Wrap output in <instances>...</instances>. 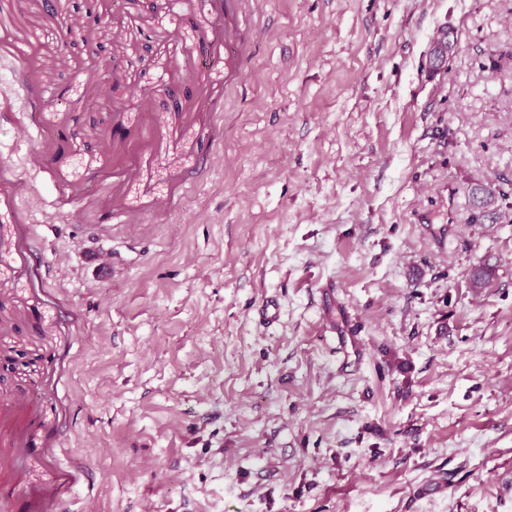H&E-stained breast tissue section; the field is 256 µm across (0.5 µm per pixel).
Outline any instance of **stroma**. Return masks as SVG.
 Returning <instances> with one entry per match:
<instances>
[{
	"mask_svg": "<svg viewBox=\"0 0 512 512\" xmlns=\"http://www.w3.org/2000/svg\"><path fill=\"white\" fill-rule=\"evenodd\" d=\"M488 184L512 0H0V512H512ZM500 191L497 187L491 185L475 188L471 193L472 205L476 212L475 220L481 221L488 215L487 209L494 202Z\"/></svg>",
	"mask_w": 512,
	"mask_h": 512,
	"instance_id": "stroma-1",
	"label": "stroma"
}]
</instances>
